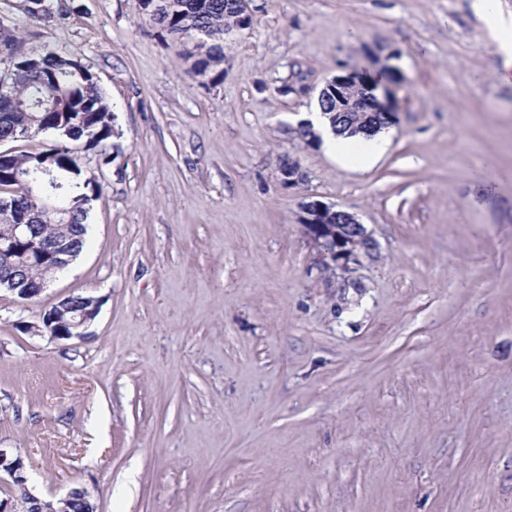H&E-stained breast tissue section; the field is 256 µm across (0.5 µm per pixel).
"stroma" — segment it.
<instances>
[{
    "label": "stroma",
    "mask_w": 512,
    "mask_h": 512,
    "mask_svg": "<svg viewBox=\"0 0 512 512\" xmlns=\"http://www.w3.org/2000/svg\"><path fill=\"white\" fill-rule=\"evenodd\" d=\"M0 0L24 52L94 75L111 164L89 244L33 301L0 288V449L32 493L97 512H512V83L471 0H251L223 76L139 0ZM387 59L384 152L345 169L298 124L320 89ZM301 81L303 95L281 85ZM306 181L282 184V159ZM319 200L375 243L325 266ZM69 295L84 339L32 336ZM82 295H72L71 299L75 304L82 298ZM76 298V299H74ZM70 301V296H66L60 299L55 305L52 311H49L48 315L42 319L39 323H30L25 326V331L33 335L42 334L44 332V323H47L50 327H56L52 325L53 319H62L63 315L68 313L70 321L66 322L68 330L61 331L56 327V334L48 331V334L52 339L57 341L70 340L73 338H84L86 329L94 321L99 310V301L94 297H83L78 305H75Z\"/></svg>",
    "instance_id": "stroma-1"
}]
</instances>
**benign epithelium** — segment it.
Returning a JSON list of instances; mask_svg holds the SVG:
<instances>
[{"label":"benign epithelium","instance_id":"7a95c632","mask_svg":"<svg viewBox=\"0 0 512 512\" xmlns=\"http://www.w3.org/2000/svg\"><path fill=\"white\" fill-rule=\"evenodd\" d=\"M382 76H374L366 70L347 69L344 73L328 80L319 95L332 92L336 96V108L340 112L354 113L357 121L353 128L367 123V116L380 113L390 123H395L397 113L394 112V91L392 85L397 83L395 71L385 65L381 69ZM281 182L290 187L303 183L306 179L301 168L292 165H279ZM308 236L319 244L324 255L329 259L328 267L337 274L351 272L359 265L360 258L373 249L374 243L356 215L348 210L336 208L320 200H312L304 206L302 219ZM32 230L30 224H7L0 229V262L8 269L9 275L4 283L11 291L21 290L22 297L30 301L41 295L47 283L40 281L36 287L29 288V271L31 266L40 261L52 262L55 273L62 272L63 267L70 264L72 256L56 242H42L38 246V257L29 256L25 259L16 258V241ZM99 301L93 297L82 298L79 304L70 301L66 296L60 299L54 309L41 319L39 323L25 326V331L33 335L44 332V324H52L54 319H62L69 314L67 329L56 330L53 339L57 341L83 338L86 329L98 314ZM0 473L6 474L11 484L25 493L24 499L14 496L0 499V512H56L55 503L69 504L78 512H96L87 491L82 487L70 488L64 496L53 502L42 499L28 489L26 466L21 457H12L0 449Z\"/></svg>","mask_w":512,"mask_h":512}]
</instances>
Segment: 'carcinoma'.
Returning <instances> with one entry per match:
<instances>
[{
  "label": "carcinoma",
  "instance_id": "cac0c4a2",
  "mask_svg": "<svg viewBox=\"0 0 512 512\" xmlns=\"http://www.w3.org/2000/svg\"><path fill=\"white\" fill-rule=\"evenodd\" d=\"M153 0H141V8L161 31L171 36L201 32L213 44L199 45L191 69L199 76H222L224 62L220 42L230 32L243 29L237 0H164L162 9ZM79 61L53 51H42L31 59L8 62L0 85V142H13L52 132L56 142L37 152H12L0 159V225L37 224L35 241L17 242L20 254H31L35 243L61 240L79 256L87 243L89 212L81 195L99 190L83 170L69 143L87 140L90 147H107L114 135L107 96L98 81L88 76ZM326 118L341 135L345 123L336 121V104L327 96L318 99Z\"/></svg>",
  "mask_w": 512,
  "mask_h": 512
}]
</instances>
